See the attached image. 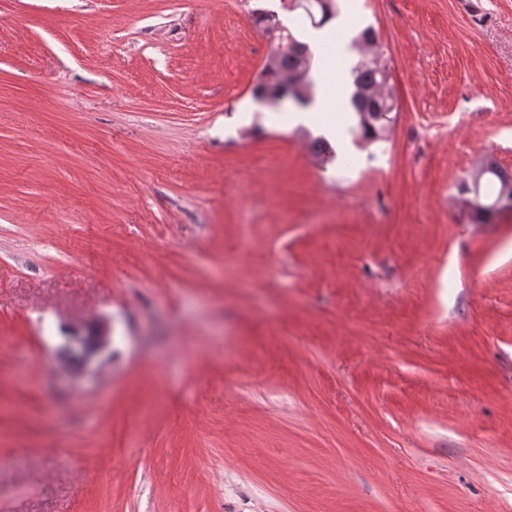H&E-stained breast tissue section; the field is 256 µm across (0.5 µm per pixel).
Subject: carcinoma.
Returning a JSON list of instances; mask_svg holds the SVG:
<instances>
[{
	"mask_svg": "<svg viewBox=\"0 0 512 512\" xmlns=\"http://www.w3.org/2000/svg\"><path fill=\"white\" fill-rule=\"evenodd\" d=\"M280 2L282 8L290 12L303 10L311 24L318 27L338 17L340 12L338 0H332L333 9L328 13L320 12V19L317 20L313 12L315 0ZM286 35L292 41L293 48L270 54L262 68L254 94L257 95L266 87L278 84L283 77L298 74L304 78V93L296 95V105L306 107L315 99V78L312 74L314 53L308 43L297 39L291 31H286ZM343 65L348 67L353 90L343 100L341 108L344 112L352 113L356 119V123L348 127L353 142L360 147L385 140V133L394 120L392 112L395 110L387 66L376 55H362L354 62H343ZM301 132L309 140L319 159L329 161L337 157V152L325 137H314L305 128L301 129ZM481 168L486 175V186L482 187L483 199L496 198L506 188L512 196V174L503 170L494 157H486Z\"/></svg>",
	"mask_w": 512,
	"mask_h": 512,
	"instance_id": "obj_1",
	"label": "carcinoma"
}]
</instances>
